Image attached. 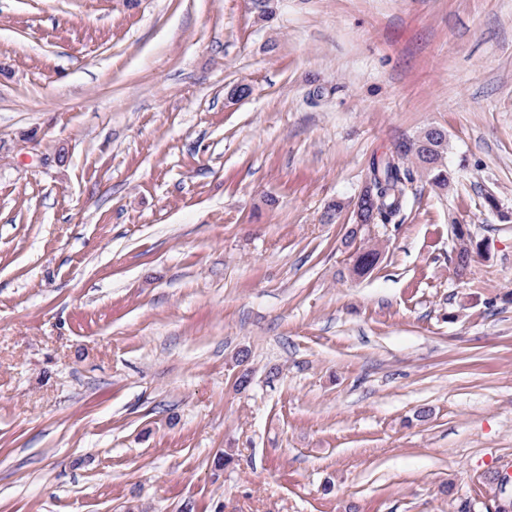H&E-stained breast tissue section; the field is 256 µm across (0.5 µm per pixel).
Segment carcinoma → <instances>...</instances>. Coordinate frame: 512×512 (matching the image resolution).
I'll use <instances>...</instances> for the list:
<instances>
[{
    "label": "carcinoma",
    "instance_id": "carcinoma-1",
    "mask_svg": "<svg viewBox=\"0 0 512 512\" xmlns=\"http://www.w3.org/2000/svg\"><path fill=\"white\" fill-rule=\"evenodd\" d=\"M448 153V137L444 130L427 128L411 142L402 146L394 154L373 160L366 183L361 190L357 204V222L360 224H389L408 202V186L413 181L416 166L430 184L440 190L448 189L451 174L445 162ZM454 254L462 262L457 274L467 270L463 261L469 258L473 241L468 229L456 226ZM360 240L355 250L352 272L363 276L377 265L381 252L377 243L368 238H357L354 229L348 231V244Z\"/></svg>",
    "mask_w": 512,
    "mask_h": 512
}]
</instances>
